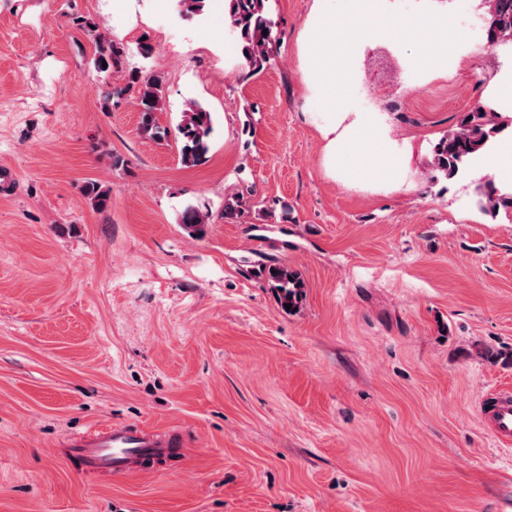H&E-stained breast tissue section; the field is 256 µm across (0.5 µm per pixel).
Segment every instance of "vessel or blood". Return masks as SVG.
Wrapping results in <instances>:
<instances>
[{
  "instance_id": "obj_1",
  "label": "vessel or blood",
  "mask_w": 512,
  "mask_h": 512,
  "mask_svg": "<svg viewBox=\"0 0 512 512\" xmlns=\"http://www.w3.org/2000/svg\"><path fill=\"white\" fill-rule=\"evenodd\" d=\"M488 431L503 447L512 446V391L499 388L487 393L481 403ZM180 442L175 435H148L127 427L95 429L71 441V450L86 469L103 472L141 470L168 456Z\"/></svg>"
}]
</instances>
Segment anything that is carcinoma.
<instances>
[{
	"mask_svg": "<svg viewBox=\"0 0 512 512\" xmlns=\"http://www.w3.org/2000/svg\"><path fill=\"white\" fill-rule=\"evenodd\" d=\"M266 3L267 0H224L226 22L241 46L242 62L253 72L262 70L270 60L273 22L268 17ZM481 9L487 19V43L500 45L512 39V0H481ZM93 42L92 64L95 70L107 77L122 76L125 80L123 90L136 91L142 132L156 140L166 138L168 130L157 119L165 105L162 76L128 67L130 50L120 42L100 33L94 35ZM510 129L511 114L497 112L484 105L476 106L464 113L456 127L433 146V170L447 180L456 178L473 162L485 157ZM177 131L182 161L186 164L199 162L208 151L211 114L191 101L181 113ZM82 191L99 209L105 208L110 200L109 190L98 183L87 182ZM474 204L481 213L495 219L500 212L512 210V190L487 177L474 187ZM248 209L249 200L240 194L224 198L226 220H239ZM291 214V208L283 203L278 210H267L265 218L272 224H286L292 221ZM180 221L189 235L197 236L209 223L210 214L188 205L181 212ZM256 274L275 290L280 304H297L302 282L296 272L285 265L262 263Z\"/></svg>",
	"mask_w": 512,
	"mask_h": 512,
	"instance_id": "1",
	"label": "carcinoma"
}]
</instances>
